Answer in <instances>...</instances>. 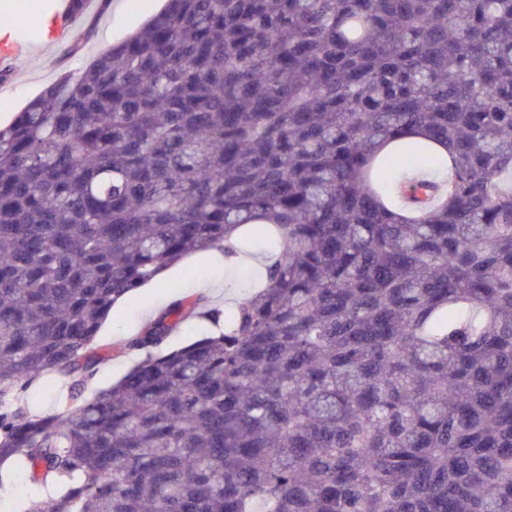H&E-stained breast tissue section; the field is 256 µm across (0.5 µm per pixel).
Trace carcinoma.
Listing matches in <instances>:
<instances>
[{
    "label": "carcinoma",
    "mask_w": 512,
    "mask_h": 512,
    "mask_svg": "<svg viewBox=\"0 0 512 512\" xmlns=\"http://www.w3.org/2000/svg\"><path fill=\"white\" fill-rule=\"evenodd\" d=\"M257 225L248 297L83 396L115 304ZM16 465L38 512H512V0H168L0 127ZM70 394L69 383L59 377L32 386L24 394V402L34 413L50 414L60 410L62 402Z\"/></svg>",
    "instance_id": "cac0c4a2"
}]
</instances>
